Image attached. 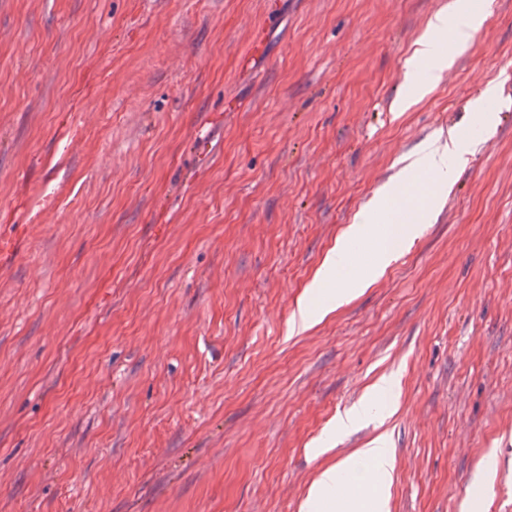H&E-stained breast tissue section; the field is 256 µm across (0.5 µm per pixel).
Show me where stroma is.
Listing matches in <instances>:
<instances>
[{
  "label": "stroma",
  "instance_id": "obj_1",
  "mask_svg": "<svg viewBox=\"0 0 512 512\" xmlns=\"http://www.w3.org/2000/svg\"><path fill=\"white\" fill-rule=\"evenodd\" d=\"M445 2L0 0V512H299L384 431L391 512H512V0L390 110ZM443 132L419 236L289 335ZM391 373L393 416L336 433ZM464 151V146L453 139L450 143L448 139H439L431 143L424 147L418 156L404 158V161H406L404 172L409 175L405 183L413 181L416 175L424 172L429 175H436V189L444 188L447 184L448 157ZM414 215L411 210L401 209L396 224H386L385 234L376 240L375 262L371 270L363 275L349 278L346 288H341L332 294L330 299L322 302L318 307L312 308L311 297L330 280L337 279L342 271V256L347 244L367 238L368 224H364L365 216L356 215L352 224H347L337 243L323 257L313 279L307 289L306 297L300 300L298 314H293L288 322L290 335L311 328L325 316L337 308L348 303L357 293L370 287L381 277L389 266L397 261L402 253L397 247L417 230V225L408 224Z\"/></svg>",
  "mask_w": 512,
  "mask_h": 512
}]
</instances>
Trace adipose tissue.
I'll return each mask as SVG.
<instances>
[{"instance_id":"ef3b65f1","label":"adipose tissue","mask_w":512,"mask_h":512,"mask_svg":"<svg viewBox=\"0 0 512 512\" xmlns=\"http://www.w3.org/2000/svg\"><path fill=\"white\" fill-rule=\"evenodd\" d=\"M481 23V17L453 5L439 10L430 19L426 33L416 42L415 58L429 62L425 70L412 75L417 93L412 97L395 99L391 105L392 111H409L434 90L438 73L445 70L451 62L450 57L438 48L443 34L453 33L455 48L462 49L467 46L473 32ZM463 150V145L458 142L437 140L424 147L419 155L407 157L404 171L412 178L422 172L433 175L437 188H444L447 184L448 158L450 155L462 153ZM415 230L416 227L412 224L388 225L385 234L376 241L375 262L371 270L349 278L345 288L336 291L319 306H312L309 297L300 300L297 315L292 316L288 322L289 333H299L311 328L348 303L357 293L370 287L400 258L399 243L404 242ZM366 237L365 217L356 215L352 224L346 225L336 245L323 257L309 285L311 293L339 277L346 245ZM395 471L396 457L389 436L385 433L379 434L366 447L353 449L337 464L320 470L300 505V512H317L319 505L323 503L328 504L332 512H389V489L393 484ZM344 475L359 485L362 494L358 499L349 500L340 495V478Z\"/></svg>"}]
</instances>
